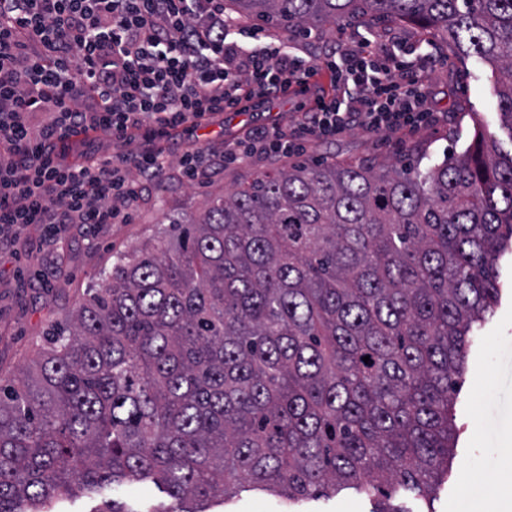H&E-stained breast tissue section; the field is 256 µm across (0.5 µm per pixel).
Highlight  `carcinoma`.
<instances>
[{
	"mask_svg": "<svg viewBox=\"0 0 512 512\" xmlns=\"http://www.w3.org/2000/svg\"><path fill=\"white\" fill-rule=\"evenodd\" d=\"M304 36L414 23L491 69L512 143V0H224ZM512 252V149L489 131L409 167L270 168L169 219L0 382V512H210L248 483L291 502L345 486L372 512L448 476L453 385ZM369 357L364 362L363 357ZM154 484H149L146 491H142L137 484H125L113 487V498L130 503L131 500L168 503L167 495Z\"/></svg>",
	"mask_w": 512,
	"mask_h": 512,
	"instance_id": "cac0c4a2",
	"label": "carcinoma"
}]
</instances>
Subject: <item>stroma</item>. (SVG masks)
I'll return each mask as SVG.
<instances>
[{
  "label": "stroma",
  "instance_id": "35a3bbf8",
  "mask_svg": "<svg viewBox=\"0 0 512 512\" xmlns=\"http://www.w3.org/2000/svg\"><path fill=\"white\" fill-rule=\"evenodd\" d=\"M429 81L432 106L443 115L441 123L401 140L353 129L336 141L311 143L302 161L376 160L408 165L422 158L440 160L446 153L465 151L475 123L500 130L491 70L481 59L449 53L443 64L430 71ZM295 109V102L278 100L258 112L224 113L207 128L184 131L170 151L177 156L191 145L221 151L225 138L277 121L281 113ZM269 166L265 158L235 167L216 160L194 183L184 180L178 167H171L161 184L147 186L132 223L105 225L92 237L75 224L48 247L43 242V225L25 228L14 246L0 249V378H22L51 325L87 296L115 255L142 247L167 226L173 213H194L206 195L231 188L241 176ZM46 270L55 273L52 287H37L38 274ZM499 272L501 300L473 336L465 370L456 379L457 437L450 475L432 494L433 512H448L449 502L457 500L467 486L489 490L477 502L478 512H512V394L504 395L497 382L500 352L512 348V261L502 260ZM291 507L296 512H370L372 504L352 488L295 504L246 489L228 500L223 510L287 512Z\"/></svg>",
  "mask_w": 512,
  "mask_h": 512
}]
</instances>
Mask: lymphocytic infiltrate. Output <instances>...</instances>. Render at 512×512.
<instances>
[{"mask_svg":"<svg viewBox=\"0 0 512 512\" xmlns=\"http://www.w3.org/2000/svg\"><path fill=\"white\" fill-rule=\"evenodd\" d=\"M425 47L416 68L404 43L342 32L307 59L245 30L224 0H0V243L30 224L51 243L71 224L128 223L142 179L171 167L156 140L294 85L313 106L293 126L226 140L224 160L286 159L352 128L403 135L432 123L428 71L441 57ZM92 132L111 153L71 163L66 145Z\"/></svg>","mask_w":512,"mask_h":512,"instance_id":"obj_1","label":"lymphocytic infiltrate"}]
</instances>
